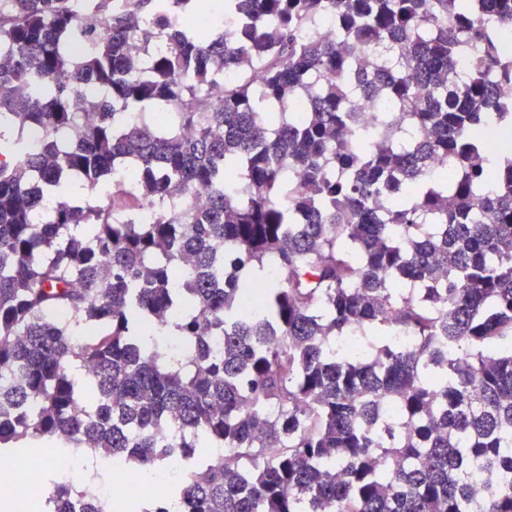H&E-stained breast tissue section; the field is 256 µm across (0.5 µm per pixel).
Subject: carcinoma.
Wrapping results in <instances>:
<instances>
[{
    "instance_id": "1",
    "label": "carcinoma",
    "mask_w": 512,
    "mask_h": 512,
    "mask_svg": "<svg viewBox=\"0 0 512 512\" xmlns=\"http://www.w3.org/2000/svg\"><path fill=\"white\" fill-rule=\"evenodd\" d=\"M127 2L0 11V451L179 463L143 512H512V155L477 135L512 126V0H224L211 38Z\"/></svg>"
}]
</instances>
